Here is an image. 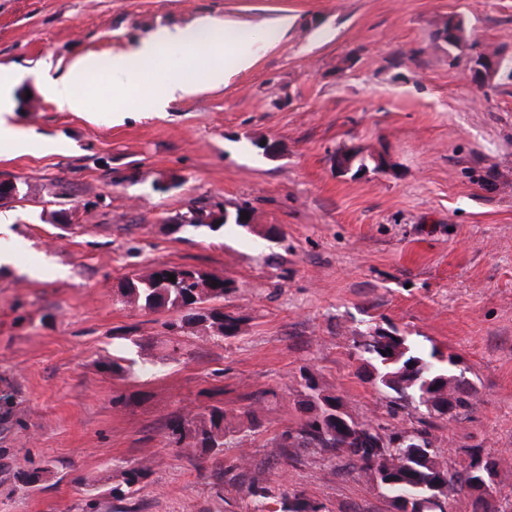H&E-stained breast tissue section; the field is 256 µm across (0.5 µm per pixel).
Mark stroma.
Masks as SVG:
<instances>
[{"instance_id": "1", "label": "stroma", "mask_w": 512, "mask_h": 512, "mask_svg": "<svg viewBox=\"0 0 512 512\" xmlns=\"http://www.w3.org/2000/svg\"><path fill=\"white\" fill-rule=\"evenodd\" d=\"M283 12L293 28L249 70L164 112L116 124L109 88L87 112L42 91V69L161 27ZM451 15L499 49L491 82L470 80L469 52L432 44ZM0 61L21 71L13 122L36 142L0 141V180L23 192L0 206L14 259L0 267V512H278L291 493L322 512H391L348 460L283 447L308 375L358 422L427 428L449 471L476 446L498 457L512 512V0H0ZM349 148L392 166L339 175ZM244 206L254 231L174 223ZM162 263L235 280L224 310L239 336L175 345L163 315L124 304L121 280ZM375 323L453 356L474 408L390 414L354 347ZM116 344L131 371L105 369ZM211 405L228 412L223 454L172 447L168 420ZM145 460L144 487L113 500L108 476ZM36 468V485L18 481ZM254 481L265 508L238 490Z\"/></svg>"}]
</instances>
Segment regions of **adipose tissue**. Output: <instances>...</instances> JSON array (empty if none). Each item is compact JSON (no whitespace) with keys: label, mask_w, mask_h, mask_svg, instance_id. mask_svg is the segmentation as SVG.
I'll use <instances>...</instances> for the list:
<instances>
[{"label":"adipose tissue","mask_w":512,"mask_h":512,"mask_svg":"<svg viewBox=\"0 0 512 512\" xmlns=\"http://www.w3.org/2000/svg\"><path fill=\"white\" fill-rule=\"evenodd\" d=\"M293 24V16L284 12L260 26L202 18L186 27H163L131 50L103 58L78 57L62 75H45L42 86L59 111L84 112L88 103L81 89L91 75L100 73L117 82L113 121L133 111L162 112L199 87H216L230 75L249 69L258 54L284 38ZM148 69L159 71L160 76L150 93L141 96L139 80ZM16 81V67L0 63V139L15 140L23 148L29 139L10 121Z\"/></svg>","instance_id":"adipose-tissue-1"}]
</instances>
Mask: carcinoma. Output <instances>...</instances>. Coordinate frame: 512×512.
I'll list each match as a JSON object with an SVG mask.
<instances>
[{"instance_id": "carcinoma-1", "label": "carcinoma", "mask_w": 512, "mask_h": 512, "mask_svg": "<svg viewBox=\"0 0 512 512\" xmlns=\"http://www.w3.org/2000/svg\"><path fill=\"white\" fill-rule=\"evenodd\" d=\"M467 24L460 15H452L444 22L432 38L435 46L460 49L466 43ZM350 172L357 176L375 166L371 157L351 148L346 153ZM175 281H169V275ZM237 292L231 280L206 272L193 266H169L160 264L144 274H132L120 285L119 293L124 302L138 310L149 313L175 314L162 323L171 337L193 333L200 338L227 339L237 336L239 320L224 314V298ZM385 335L375 327L368 338L360 344L367 354L365 366L370 381L391 393V403L404 407L409 401L425 406L430 400L454 402L457 413L469 411L476 401V390L455 378L448 365L441 362L436 349L429 351L400 336L382 342ZM131 350L122 347L112 353V372H125L135 364L130 358ZM308 395V416L297 426L283 433L293 448H322L333 456H343L355 462L360 472L373 476V471H392L390 483L377 484L392 507L403 498H416L423 502L424 512H444L436 499L438 484H448L451 492L461 490L474 495L466 470L458 476L449 475L429 440L425 429L415 428L409 432L417 435L425 449L415 457L412 450H391L393 444L405 434V430L389 431L369 423L352 425L361 431L339 429L327 416L326 406L336 402V396L323 393L312 377H305ZM168 439L178 448L198 449L202 453L217 457L224 452L230 428L227 413L222 406H208L188 415H175L167 423ZM150 467L139 464L112 477L110 493L116 501H123L140 490L147 479ZM242 493L258 501L271 498V490L259 483L248 484ZM321 506L310 502L299 494L283 505L281 512H318Z\"/></svg>"}]
</instances>
